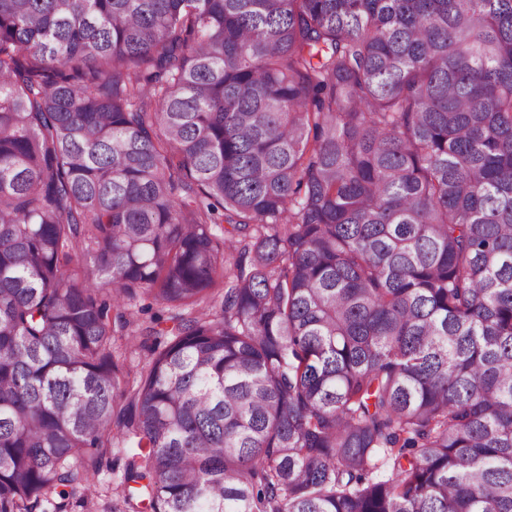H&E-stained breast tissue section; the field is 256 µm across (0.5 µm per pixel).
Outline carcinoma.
I'll use <instances>...</instances> for the list:
<instances>
[{
  "instance_id": "carcinoma-1",
  "label": "carcinoma",
  "mask_w": 512,
  "mask_h": 512,
  "mask_svg": "<svg viewBox=\"0 0 512 512\" xmlns=\"http://www.w3.org/2000/svg\"><path fill=\"white\" fill-rule=\"evenodd\" d=\"M114 448L121 512H512V0H0V512Z\"/></svg>"
}]
</instances>
